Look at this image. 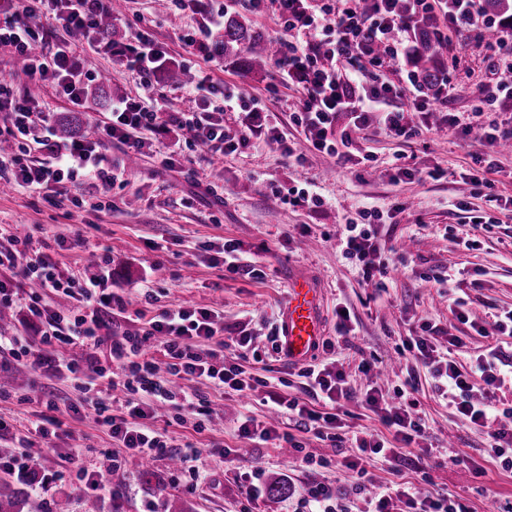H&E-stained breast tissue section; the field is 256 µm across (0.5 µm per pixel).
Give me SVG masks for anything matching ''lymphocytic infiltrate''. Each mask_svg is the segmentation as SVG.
Wrapping results in <instances>:
<instances>
[{
  "label": "lymphocytic infiltrate",
  "mask_w": 512,
  "mask_h": 512,
  "mask_svg": "<svg viewBox=\"0 0 512 512\" xmlns=\"http://www.w3.org/2000/svg\"><path fill=\"white\" fill-rule=\"evenodd\" d=\"M398 1L401 0H367L366 8L361 9L358 0H248L254 9H272L289 33L279 65L283 81L299 88L302 106L288 126L276 113L264 111L258 101L203 75L189 87L195 103L193 111L166 112L158 101L127 98L113 103L110 121L97 126L94 138L61 143L53 138L49 113L39 110L30 96L0 83V112L10 120L0 129V138L18 144L16 152L0 154V171H10L9 182L17 188L49 184L60 187L81 180L106 194L115 177L101 165V144L117 141L139 153L145 143L132 139L131 131L167 125L181 130L186 144L222 157L240 151L254 134L276 144L298 164L309 151L339 156L341 148L353 145L372 128L397 139L411 140L420 130L407 121L404 108L396 105V87L383 81L367 83L364 70L397 64L404 48L394 42V35L414 30L419 23L436 20L440 15L447 18L450 32L474 34L486 51L493 75L484 92L483 106L462 117L444 115V129L498 143L511 141L512 127L490 120L487 108L505 100L512 102V27L486 14L482 0H402L407 5L402 14L396 11ZM111 2L19 0L17 6L0 9V50L27 58L30 79L53 81L74 107H84L86 87L95 76L84 70L72 33L82 30L89 48H102L97 23L99 16L109 11ZM48 9L54 12L63 34L48 41L46 51L37 55L33 46L39 37L38 21ZM117 57L144 82L168 61L145 27L118 50ZM216 96L224 99L223 111L209 108L210 100ZM238 110L251 118L248 134L233 133L225 125V113ZM292 125L300 128L302 140L289 137L288 128ZM36 151L41 154L37 160L32 157ZM363 217L364 225L345 226L339 235V246L345 258L358 264L363 281L380 289L388 275V265L382 258L386 241L378 230L383 213L368 208ZM17 267L23 269L25 281L34 287L23 315L26 321L40 322L42 331L35 345L19 344L14 336H0V354L9 353L18 362L29 361L43 368L49 377L67 372L93 393L85 402L59 399L50 393L40 395L39 410L34 411L26 433L17 436L21 447H30L34 435L43 444H51L64 419L80 420L92 412L121 447L147 459L168 454L166 435L155 426L156 406L165 403L175 409H194L201 402L199 394L171 387L174 381L194 378L206 380L221 394L231 391L242 396L257 386L267 387V399L279 408L281 417L306 432L321 435L340 426L339 411L343 402L352 398L343 364H306L299 371L300 396L282 397L270 390L269 379L255 377L242 366L225 364L216 356H201L199 343L221 335L224 326L209 310L180 306L164 310L149 321L146 337L160 339L162 358L144 351V337L116 336L110 346L111 363L106 366L99 357V331L112 308L106 279L79 280L65 275L49 255L30 252L26 247L0 249V270ZM45 290L73 299L74 308L66 313L47 308L41 297ZM421 330V335L404 341V351L426 367L439 400L455 415L487 430L492 440L490 459L511 470L512 408L498 409L474 393L479 381L489 390L500 385L505 374L501 367L504 355L492 346L475 364L465 366L455 357L463 344L461 337L449 336L442 349L437 345L435 327L425 324ZM76 344L87 350L84 362L63 355L67 346ZM162 371L171 376V383L159 380ZM118 390L126 397L117 405L113 398ZM405 391L397 390L389 398L373 386L362 394V406L376 414L386 432L379 435L361 430L353 434L344 465L358 478L367 474L365 459L401 456L404 449L423 439L424 427L415 412L417 401L406 397ZM364 503V512H470L467 505L451 498L436 497L411 486L394 493L378 483L372 484Z\"/></svg>",
  "instance_id": "1"
}]
</instances>
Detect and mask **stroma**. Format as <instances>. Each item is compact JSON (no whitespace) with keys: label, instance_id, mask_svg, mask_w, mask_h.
Here are the masks:
<instances>
[{"label":"stroma","instance_id":"stroma-1","mask_svg":"<svg viewBox=\"0 0 512 512\" xmlns=\"http://www.w3.org/2000/svg\"><path fill=\"white\" fill-rule=\"evenodd\" d=\"M221 7L240 12L266 37L286 36L276 16L254 11L247 0H193L183 10L172 0H126L113 19V42L128 43L139 27L149 25L178 66L238 86L289 121L299 109L301 94L283 82L277 64L248 72L211 49L185 46L183 34L197 31ZM483 55L466 37H450L437 64L452 89L429 96L425 119L431 131L403 142L372 130L339 160L310 152L299 166L276 145L254 138L241 153L219 160L198 148L185 150L180 165L163 169L157 167L155 154L167 149L175 133L146 132L151 149L136 158L126 146L105 143L99 150L102 164L117 175L108 195L85 183L69 185L54 204L42 188L2 193L0 246L10 247L14 236L30 238L34 251L50 255L60 270L77 277L110 269L114 301L100 331L106 346L116 336H144L148 320L173 306L214 311L224 320V333L202 343V350L279 380L278 391L288 399L298 394L300 366L277 354L267 336L281 322L289 281L307 279L320 294L322 336L335 343L334 351L318 347L313 355L327 362L344 360L355 398L343 410L354 426L384 430L378 417L356 400L368 385L391 395L403 388L408 376L419 384L422 447L413 449L406 461H369L370 477L390 487L414 483L461 500L472 512H512V470L488 457L486 431L453 416L438 400L426 368L399 353L403 339L427 322L464 339L457 352L462 363L491 345L512 355V338L498 335L494 325L497 312L512 308V152L436 128L443 113L465 116L479 106L477 92L491 78ZM81 58L85 69L107 75L108 96L89 97L88 109L80 113V135L109 121L113 102L127 96L150 95L169 112L191 107L186 91L169 83L164 73L154 74L145 86L107 51H85ZM367 153L375 158L370 168L362 161ZM483 153L498 159L490 175L498 197L494 203L473 190L472 180L480 173L473 158ZM401 168L411 170L414 180L394 183L392 177ZM307 183L324 197L322 208L289 205V190ZM371 206L383 211L381 232L392 247L386 255L391 273L383 292L362 284L354 261L336 246L340 224L362 223L364 208ZM476 218L490 223L491 231L473 229ZM460 237L473 239V249L459 248ZM229 240L252 252L262 277L225 272L222 246ZM443 271L454 274V292L433 285L432 275ZM144 273L151 279L146 289L139 283ZM452 294L467 300L468 323L451 312ZM340 303L358 322L354 335L341 338L336 335ZM242 333L251 336L256 358L239 360L235 339ZM364 360L380 367L378 377L359 371ZM0 373L12 378L0 390V418L9 422L28 411V397L43 384H52L63 397H82L70 382L48 381L25 361H7ZM210 400L207 413L162 407L155 420L174 447L190 443L201 448L207 478L197 487L186 488L187 475L173 468L171 457L147 461L116 447L107 430L90 417L69 422L53 447L31 448L32 467L41 481L24 498L22 512H51L60 497L68 498L70 512H84L85 496L75 488L82 467L95 472L105 486L99 497L101 512H295L297 490L312 481L346 491L350 512L360 506L362 495L352 488L356 476L341 465L344 442L291 425L287 431L294 434V442L249 445L237 432L241 400L232 394H214ZM258 467L266 481L289 484L292 496L250 500L245 478Z\"/></svg>","mask_w":512,"mask_h":512}]
</instances>
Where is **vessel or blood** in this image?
I'll return each mask as SVG.
<instances>
[{"instance_id": "vessel-or-blood-1", "label": "vessel or blood", "mask_w": 512, "mask_h": 512, "mask_svg": "<svg viewBox=\"0 0 512 512\" xmlns=\"http://www.w3.org/2000/svg\"><path fill=\"white\" fill-rule=\"evenodd\" d=\"M318 304L317 289L304 278H294L281 324V347L289 361H307L316 347L321 336Z\"/></svg>"}]
</instances>
